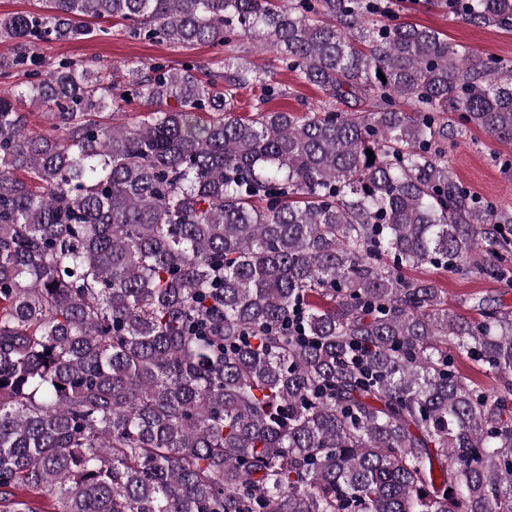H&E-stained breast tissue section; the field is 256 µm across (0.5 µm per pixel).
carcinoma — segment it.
<instances>
[{
  "instance_id": "obj_1",
  "label": "carcinoma",
  "mask_w": 512,
  "mask_h": 512,
  "mask_svg": "<svg viewBox=\"0 0 512 512\" xmlns=\"http://www.w3.org/2000/svg\"><path fill=\"white\" fill-rule=\"evenodd\" d=\"M427 2L512 31V0ZM106 18L246 38L329 102L268 110L286 88L241 57L120 85L41 56ZM4 41L26 85L0 88V512H512V311L404 277L507 271L512 208L448 143H512L511 64L392 0H45ZM456 365L465 376L482 385L487 390H492L498 384L494 375L486 372L485 369L471 360L456 356Z\"/></svg>"
}]
</instances>
